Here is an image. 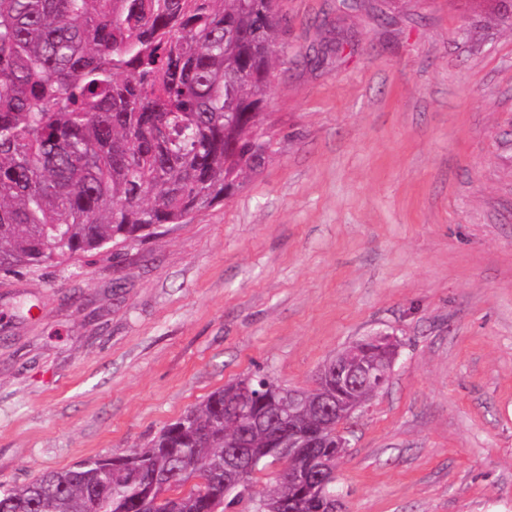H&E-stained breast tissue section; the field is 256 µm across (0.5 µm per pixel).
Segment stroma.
Masks as SVG:
<instances>
[{
	"label": "stroma",
	"mask_w": 512,
	"mask_h": 512,
	"mask_svg": "<svg viewBox=\"0 0 512 512\" xmlns=\"http://www.w3.org/2000/svg\"><path fill=\"white\" fill-rule=\"evenodd\" d=\"M261 170L143 241L0 272V490L228 382L399 344L337 512H512V26L501 0H281ZM342 53L317 61L322 39Z\"/></svg>",
	"instance_id": "1"
}]
</instances>
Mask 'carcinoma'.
Masks as SVG:
<instances>
[{"label": "carcinoma", "mask_w": 512, "mask_h": 512, "mask_svg": "<svg viewBox=\"0 0 512 512\" xmlns=\"http://www.w3.org/2000/svg\"><path fill=\"white\" fill-rule=\"evenodd\" d=\"M287 25L279 0H0V271L144 240L242 188ZM242 383L141 448L0 492V512H282L317 466L288 440L341 453L327 409L370 388L326 380L290 415L287 389L251 377L247 403ZM240 452L286 465L257 493Z\"/></svg>", "instance_id": "obj_1"}]
</instances>
